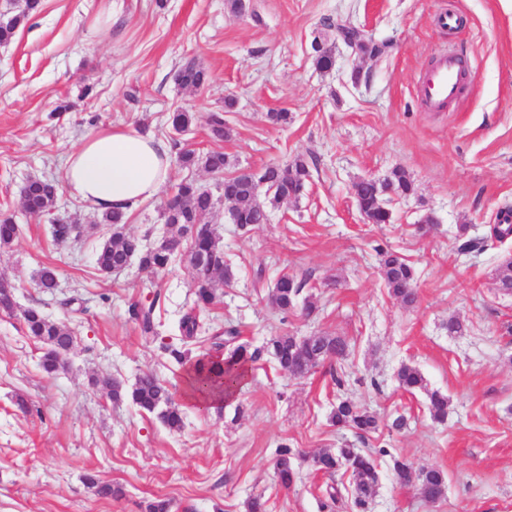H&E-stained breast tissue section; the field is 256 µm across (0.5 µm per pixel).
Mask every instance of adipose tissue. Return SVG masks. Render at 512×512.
<instances>
[{"label":"adipose tissue","instance_id":"ef3b65f1","mask_svg":"<svg viewBox=\"0 0 512 512\" xmlns=\"http://www.w3.org/2000/svg\"><path fill=\"white\" fill-rule=\"evenodd\" d=\"M171 149L154 136L122 127L91 132L68 158L65 185L98 213L129 211L166 182Z\"/></svg>","mask_w":512,"mask_h":512}]
</instances>
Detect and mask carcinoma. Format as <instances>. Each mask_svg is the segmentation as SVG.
Wrapping results in <instances>:
<instances>
[{"label": "carcinoma", "instance_id": "obj_1", "mask_svg": "<svg viewBox=\"0 0 512 512\" xmlns=\"http://www.w3.org/2000/svg\"><path fill=\"white\" fill-rule=\"evenodd\" d=\"M38 0H24L16 13L6 19L0 17V43L9 41L21 22L36 9ZM336 33L346 38L366 41V49L373 54L382 51V46L374 43L364 33L347 23L336 25ZM177 80L181 86L198 89L207 80L204 69L194 58L181 65ZM227 158L222 151L213 150L205 156L204 167L213 173L224 172ZM310 177L306 158L296 157L285 166H267L259 172L258 179L265 182L264 198L251 184L240 183L235 176H224V203L232 206L241 226L264 224L268 220V207L285 200L298 198L305 189ZM58 185L52 181L38 179L32 182L23 197L24 208L36 215H49L55 209L58 197ZM352 191L359 211L370 217L374 224H388L391 212L384 206L388 195H407L413 191V184L407 172L402 168L394 169L383 179L362 178L353 183ZM216 201L212 194L193 181L178 185L175 195L165 205L166 235L153 247L142 246L140 240L125 231V213L111 212L101 217V222L112 227V234L98 248L96 264L99 272L107 275L122 266L127 257L136 256L140 265L152 273L167 268L173 254L181 244H186L190 252L202 255L206 259L203 266H188L195 288L194 307L186 312L179 322L183 343L194 342L201 332L210 330V319L205 314L212 310L215 303V282L222 279L230 281L234 273L224 260V250L219 245L213 228L197 232L196 237L189 234L196 224H208L207 218L215 209ZM380 267L389 293L400 303L411 306L417 300L413 288L416 272L412 265L401 255L390 251L379 252ZM499 290L512 294V259L505 261L497 274ZM304 283L294 276L284 273L275 282L268 293L272 306L286 313L297 304ZM158 300L150 304H134L131 317L138 323L145 335H157L155 309ZM23 320L28 336L44 345L41 367L49 374L65 371L68 368V354L71 332L66 325L50 321L36 308L23 311ZM212 348L195 358L189 357V350L170 349L175 363L184 367L188 388L203 396H221L232 394L242 385L252 364L261 358L262 351H250L243 344H235V337L215 333L212 336ZM348 350V342L342 336H308L297 338L284 334L271 338L266 351L276 366L285 374L301 377L312 372L327 359L341 360ZM400 385L408 390H424L426 384L419 369L412 365L402 366L397 373ZM113 401L129 400L139 409L155 413L160 421L171 430H179L183 424L182 410L172 399L167 387L154 375L144 374L130 386L110 377L93 379ZM428 409L436 421L444 420L448 415V396L429 391ZM332 425L339 428H351L361 435L379 430L378 417L354 402L343 399L333 408L330 415ZM292 449L283 446L277 451L276 474L284 487L292 484L295 473L291 458ZM312 467L333 475L339 471L350 474L352 479V498L355 512H367L368 505L375 496L379 475L374 459L355 448L324 450L311 457ZM394 471L403 484L419 485L424 499L435 502L445 495L447 475L440 469L423 468L418 471L404 460H394ZM88 483L95 488L97 495L104 498H119L123 491L118 486L102 483L96 478L87 477Z\"/></svg>", "mask_w": 512, "mask_h": 512}]
</instances>
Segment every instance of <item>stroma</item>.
Segmentation results:
<instances>
[{
	"mask_svg": "<svg viewBox=\"0 0 512 512\" xmlns=\"http://www.w3.org/2000/svg\"><path fill=\"white\" fill-rule=\"evenodd\" d=\"M112 7L107 36L92 27ZM457 15L448 28L440 14ZM349 20L374 41L378 56H360L330 23ZM332 45L335 65L318 69L315 41ZM466 60L475 79L449 112L426 111L420 73L445 51ZM193 57L209 80L182 87L176 72ZM188 110L184 133L170 124ZM284 111L288 122L272 124ZM224 115V140L208 117ZM121 126L167 141L173 162L158 194L127 212L125 230L153 246L166 230L162 205L183 181L217 201L209 217L234 272L217 282L215 331L240 344L274 336H343V361H325L295 379L264 358L221 407L190 401L181 371L166 352L180 346L178 321L194 288L182 257L156 276L138 262L101 274L95 264L110 228L82 200L61 190L58 216L80 226L56 241L50 219L30 216L21 190L31 178L63 181L70 151L94 129ZM227 155V172L258 171L304 156L310 180L298 199L272 208L268 223L240 229L221 199L224 176L205 169L207 152ZM404 168L414 191L394 198L388 224L367 223L351 194L354 181ZM512 207V0H39L10 42L0 44V216L19 228L0 248V278L15 286L16 307L0 310V512H145L154 498L170 512H245L263 495L268 512H323L329 482L309 458L331 448L370 453L380 476L368 512H512V294L496 274L512 258V238L490 228ZM434 222L421 232L424 216ZM476 248L463 252V239ZM404 255L417 271L418 299L393 298L379 252ZM54 268L55 295L37 286ZM304 284L316 311L283 313L268 301L282 273ZM156 302L155 339L129 317L135 302ZM36 307L68 325L76 338L67 371L40 366L41 346L27 335L23 310ZM466 326L448 333L449 317ZM417 367L426 390L397 382L402 365ZM344 373V387L334 378ZM145 373L169 388L184 412L173 431L130 401L113 402L90 384L110 376L133 384ZM448 398L434 421L428 392ZM349 399L376 413L377 433L332 426L336 403ZM402 429H391L397 416ZM294 451V484L281 488L274 461ZM445 471L444 497L426 501L403 485L394 458ZM121 487L120 499L97 496L85 475Z\"/></svg>",
	"mask_w": 512,
	"mask_h": 512,
	"instance_id": "stroma-1",
	"label": "stroma"
}]
</instances>
